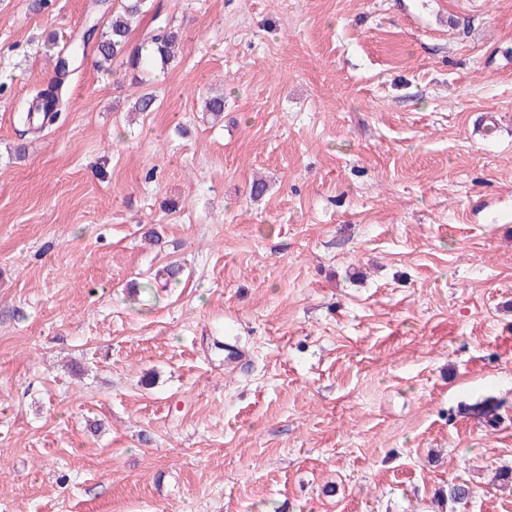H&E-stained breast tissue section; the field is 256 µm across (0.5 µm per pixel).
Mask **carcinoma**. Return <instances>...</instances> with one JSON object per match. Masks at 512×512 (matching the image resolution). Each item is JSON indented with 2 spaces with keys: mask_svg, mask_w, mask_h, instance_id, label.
I'll return each mask as SVG.
<instances>
[{
  "mask_svg": "<svg viewBox=\"0 0 512 512\" xmlns=\"http://www.w3.org/2000/svg\"><path fill=\"white\" fill-rule=\"evenodd\" d=\"M121 9L116 11L109 0H98L95 11L111 14L108 26L102 28L99 21L90 18L81 36L74 39L57 53L54 73L46 86L37 90L20 121L31 129H43L56 123L61 116V89L75 61L85 56L93 47L96 64L109 66L113 63L134 72L144 71L159 62L166 66L173 61L181 35L176 28L171 5L159 3L153 7L152 25L142 31L139 40L132 42L130 35L139 27L147 0H120Z\"/></svg>",
  "mask_w": 512,
  "mask_h": 512,
  "instance_id": "1",
  "label": "carcinoma"
}]
</instances>
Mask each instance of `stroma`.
<instances>
[{
  "mask_svg": "<svg viewBox=\"0 0 512 512\" xmlns=\"http://www.w3.org/2000/svg\"><path fill=\"white\" fill-rule=\"evenodd\" d=\"M91 2L0 0V512H512V0H177L27 132Z\"/></svg>",
  "mask_w": 512,
  "mask_h": 512,
  "instance_id": "35a3bbf8",
  "label": "stroma"
}]
</instances>
